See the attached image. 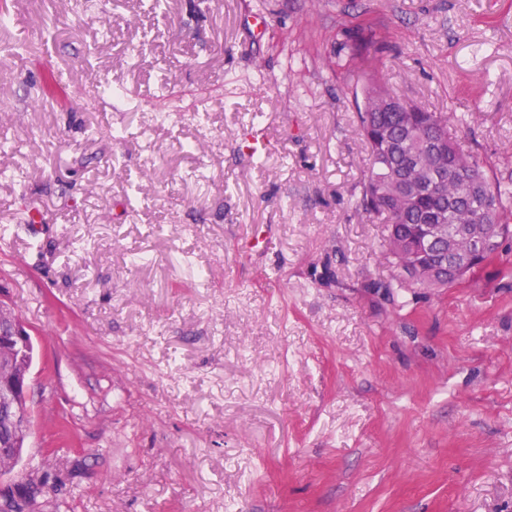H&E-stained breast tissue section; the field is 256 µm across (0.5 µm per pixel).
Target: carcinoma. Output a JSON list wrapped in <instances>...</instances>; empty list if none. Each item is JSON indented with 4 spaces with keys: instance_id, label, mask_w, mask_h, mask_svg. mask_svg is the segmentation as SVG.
<instances>
[{
    "instance_id": "carcinoma-1",
    "label": "carcinoma",
    "mask_w": 512,
    "mask_h": 512,
    "mask_svg": "<svg viewBox=\"0 0 512 512\" xmlns=\"http://www.w3.org/2000/svg\"><path fill=\"white\" fill-rule=\"evenodd\" d=\"M358 80L362 102L355 119L365 145L369 167L360 190L359 206L385 227L383 258L393 266L395 258L411 255L414 271L395 274L374 283L389 297L398 288H452L450 271L431 262V255L420 249L419 229L433 213L446 214L445 223L489 224L507 229L512 224V171L489 174L486 164L471 148H464L456 131L469 123L466 113L442 116L410 104V109L376 112L375 100L392 92L375 77L377 58L370 47L378 43L372 24L357 27ZM448 141V183L442 188H425L411 201L402 186L419 180L417 164L430 161L426 145Z\"/></svg>"
}]
</instances>
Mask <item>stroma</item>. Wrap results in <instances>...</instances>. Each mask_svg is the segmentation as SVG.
Returning <instances> with one entry per match:
<instances>
[{
	"label": "stroma",
	"mask_w": 512,
	"mask_h": 512,
	"mask_svg": "<svg viewBox=\"0 0 512 512\" xmlns=\"http://www.w3.org/2000/svg\"><path fill=\"white\" fill-rule=\"evenodd\" d=\"M10 8L0 304L35 353L0 485L43 482L36 512H512V273L373 291L351 50L375 23L382 81L512 170V0Z\"/></svg>",
	"instance_id": "1"
}]
</instances>
